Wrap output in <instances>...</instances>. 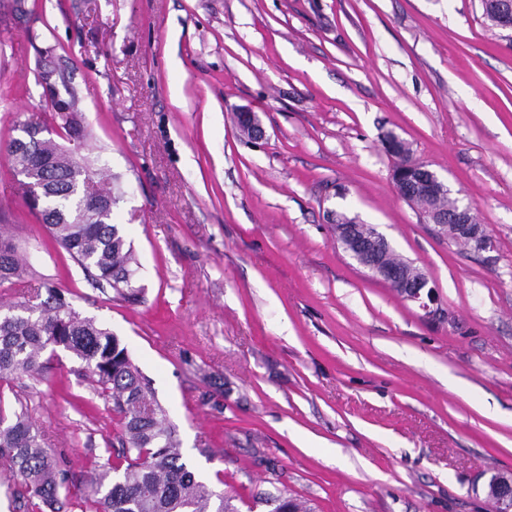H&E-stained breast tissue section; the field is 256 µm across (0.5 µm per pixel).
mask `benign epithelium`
Segmentation results:
<instances>
[{
    "instance_id": "obj_1",
    "label": "benign epithelium",
    "mask_w": 512,
    "mask_h": 512,
    "mask_svg": "<svg viewBox=\"0 0 512 512\" xmlns=\"http://www.w3.org/2000/svg\"><path fill=\"white\" fill-rule=\"evenodd\" d=\"M495 20L502 29L512 30V0H494ZM396 190L407 199L412 194L433 196L450 194L448 184L426 164H414L399 161L396 175ZM423 210L432 223L443 229L453 227L456 237L474 240L479 249L493 247L489 230L476 218V209L471 203H457L456 208L446 212L440 208L423 205ZM342 245L345 251L367 269L373 276L395 285L402 291V296L413 302L427 313H432L431 306L437 303L434 290L429 286V279L422 271L408 279L398 268L379 262L380 252L390 248L386 237L373 224H348L343 228ZM487 497L498 502L499 512H512V475L496 472L485 482Z\"/></svg>"
}]
</instances>
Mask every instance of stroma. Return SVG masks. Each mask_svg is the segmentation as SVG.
Returning <instances> with one entry per match:
<instances>
[{
	"label": "stroma",
	"mask_w": 512,
	"mask_h": 512,
	"mask_svg": "<svg viewBox=\"0 0 512 512\" xmlns=\"http://www.w3.org/2000/svg\"><path fill=\"white\" fill-rule=\"evenodd\" d=\"M0 0V140L44 121L46 48L75 89L78 153L122 192L138 260L115 299L55 245L0 155V232L27 282L109 328L149 380L185 462L240 512H492L512 472V30L482 0ZM264 134L245 135L241 111ZM395 133L473 203L494 239L460 244L392 179ZM377 225L429 277L427 316L342 248L332 213ZM0 381L78 487L118 455L83 364L44 352ZM487 497L498 502L499 512L512 511V475L496 472L485 482Z\"/></svg>",
	"instance_id": "obj_1"
}]
</instances>
